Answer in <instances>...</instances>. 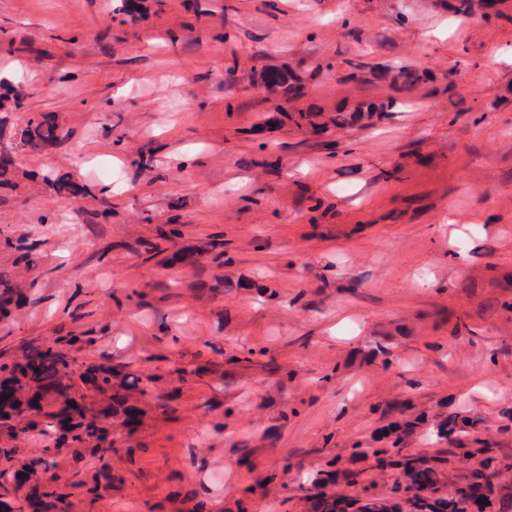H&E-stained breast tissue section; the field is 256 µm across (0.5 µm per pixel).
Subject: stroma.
I'll return each mask as SVG.
<instances>
[{"instance_id":"stroma-1","label":"stroma","mask_w":512,"mask_h":512,"mask_svg":"<svg viewBox=\"0 0 512 512\" xmlns=\"http://www.w3.org/2000/svg\"><path fill=\"white\" fill-rule=\"evenodd\" d=\"M116 5L0 0L20 101L0 110V282L27 297L0 352L77 336L79 362L128 364L147 389L141 426L113 435L112 489L90 498L98 460L56 455L69 512H309L324 470L388 500L378 432L421 413L403 451L447 454L445 492L477 466L467 448L512 484V0L494 17L479 0H145L135 22ZM268 65L305 96L258 91ZM299 110L326 131L278 124ZM37 113L54 144L21 142ZM166 224L179 237L147 258Z\"/></svg>"}]
</instances>
